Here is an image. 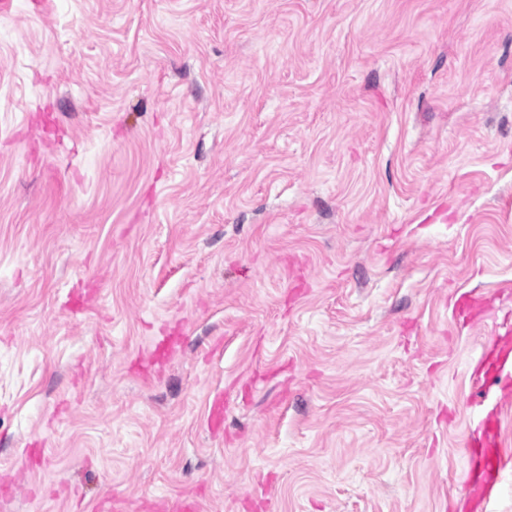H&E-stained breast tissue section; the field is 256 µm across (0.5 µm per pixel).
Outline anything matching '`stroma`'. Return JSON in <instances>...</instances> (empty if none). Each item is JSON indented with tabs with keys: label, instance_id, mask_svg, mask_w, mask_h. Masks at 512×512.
<instances>
[{
	"label": "stroma",
	"instance_id": "35a3bbf8",
	"mask_svg": "<svg viewBox=\"0 0 512 512\" xmlns=\"http://www.w3.org/2000/svg\"><path fill=\"white\" fill-rule=\"evenodd\" d=\"M11 2L0 512H512V0ZM497 439L498 430L496 426L487 428L479 439V443L487 446L489 453L484 457L479 467L470 463L465 472L463 483L466 484L471 495L483 496L496 479L500 462Z\"/></svg>",
	"mask_w": 512,
	"mask_h": 512
}]
</instances>
